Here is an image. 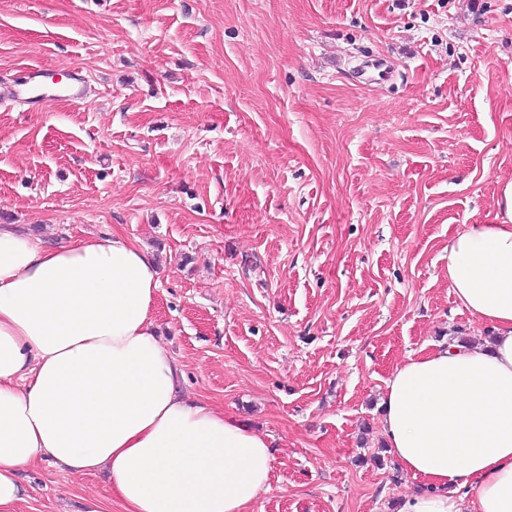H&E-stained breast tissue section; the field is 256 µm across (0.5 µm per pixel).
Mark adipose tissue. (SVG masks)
<instances>
[{"label":"adipose tissue","instance_id":"obj_1","mask_svg":"<svg viewBox=\"0 0 512 512\" xmlns=\"http://www.w3.org/2000/svg\"><path fill=\"white\" fill-rule=\"evenodd\" d=\"M448 283L481 346L408 357L385 382L381 430L419 479L397 512H512V180L492 222L448 244ZM150 254L105 234L66 247L0 226V512L42 461L107 472L122 512H248L271 444L180 392L154 318Z\"/></svg>","mask_w":512,"mask_h":512}]
</instances>
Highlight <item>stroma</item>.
Returning a JSON list of instances; mask_svg holds the SVG:
<instances>
[{"label": "stroma", "instance_id": "35a3bbf8", "mask_svg": "<svg viewBox=\"0 0 512 512\" xmlns=\"http://www.w3.org/2000/svg\"><path fill=\"white\" fill-rule=\"evenodd\" d=\"M36 66L85 98L0 99V225L149 251L183 391L272 445L252 512H395L386 379L492 334L448 242L512 179V0H0V86ZM21 480L121 512L102 473Z\"/></svg>", "mask_w": 512, "mask_h": 512}]
</instances>
